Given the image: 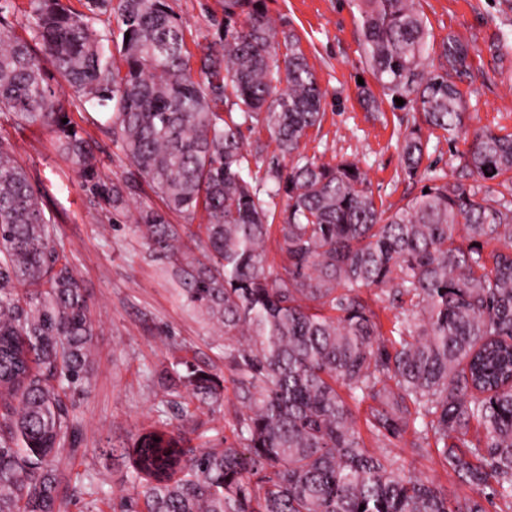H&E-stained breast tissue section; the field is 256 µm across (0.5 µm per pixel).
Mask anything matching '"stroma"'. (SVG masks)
Masks as SVG:
<instances>
[{
  "label": "stroma",
  "instance_id": "35a3bbf8",
  "mask_svg": "<svg viewBox=\"0 0 512 512\" xmlns=\"http://www.w3.org/2000/svg\"><path fill=\"white\" fill-rule=\"evenodd\" d=\"M435 39L455 33L470 48L471 77L461 85L466 101L465 128L456 139L422 127L429 138L428 165L456 178L459 156L476 130L489 127L512 132V0H421ZM280 35L300 41L325 92L324 118L308 130L302 147L307 155L334 162L358 161L372 184L377 206L395 209L419 193L401 167L398 139L413 122L411 105L379 96L377 109H367L361 87L378 84L364 64L358 34V13L351 0H267ZM192 39L206 42L223 21L222 0H174ZM89 137L102 179L120 182L133 170L130 159L112 139L106 114L73 112ZM14 143L18 162L38 189L46 216L63 243L68 261L88 299L95 325V358L85 389L68 398L70 414L81 430L69 464L66 483L80 487L93 474L101 492L93 510L84 503L69 512H112V498L131 490L127 451L135 436L157 418L163 396L160 370L178 358L212 371L224 380V402L199 407L189 391H181L167 407L166 419L178 426L192 445L230 432L238 403L234 372L214 330L180 295L165 273L166 263L134 230L145 205L163 209L148 184L129 195L123 212L107 211L93 196L47 128L18 126L0 114V137ZM410 437L386 442V453L405 471L426 476L449 496L465 497L470 488L448 475L436 452L416 453Z\"/></svg>",
  "mask_w": 512,
  "mask_h": 512
}]
</instances>
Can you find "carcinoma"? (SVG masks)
Returning <instances> with one entry per match:
<instances>
[{
	"mask_svg": "<svg viewBox=\"0 0 512 512\" xmlns=\"http://www.w3.org/2000/svg\"><path fill=\"white\" fill-rule=\"evenodd\" d=\"M78 2L86 11L0 5V112L48 126L93 196L118 211L124 188L98 176L69 106L109 113L113 140L166 208L204 212L192 247L187 225L151 206L136 230L227 341L244 409L209 447L158 419L134 443V493L113 498L112 512H489L496 499L512 512V133L477 131L450 180L421 168L430 140L406 129L403 171L423 191L386 212L358 162L302 152L325 93L297 41L278 39L265 0H224L218 39L194 52L172 0H117L116 33L91 23L110 0ZM352 2L383 94L455 140L468 44L431 40L420 0ZM256 125L277 150L261 175L251 163L267 145L248 147L244 134ZM474 175L507 192L468 183ZM272 242L283 256L274 274ZM492 242L503 248L485 250ZM372 287L400 308L389 341L360 295ZM93 336L39 192L0 138V512H65L96 494L90 483L69 495L60 478L79 435L67 395L88 381ZM165 374L167 392L224 401L215 373L176 361ZM366 402L373 437L436 448L478 496L451 500L369 452L351 408ZM473 422L483 433L470 437Z\"/></svg>",
	"mask_w": 512,
	"mask_h": 512,
	"instance_id": "carcinoma-1",
	"label": "carcinoma"
}]
</instances>
